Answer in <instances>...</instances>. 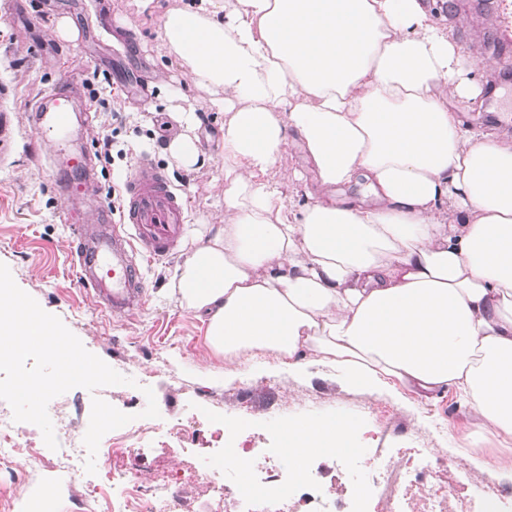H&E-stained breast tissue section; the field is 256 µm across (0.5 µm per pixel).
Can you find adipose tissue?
Wrapping results in <instances>:
<instances>
[{"label": "adipose tissue", "instance_id": "adipose-tissue-1", "mask_svg": "<svg viewBox=\"0 0 512 512\" xmlns=\"http://www.w3.org/2000/svg\"><path fill=\"white\" fill-rule=\"evenodd\" d=\"M160 36L224 114L220 218L171 280L211 352L316 357L370 395L452 387L512 436V141L450 109L481 88L420 0H185ZM292 137L301 202L269 177ZM277 431L299 458L356 423Z\"/></svg>", "mask_w": 512, "mask_h": 512}]
</instances>
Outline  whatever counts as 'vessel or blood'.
Segmentation results:
<instances>
[{
	"instance_id": "obj_1",
	"label": "vessel or blood",
	"mask_w": 512,
	"mask_h": 512,
	"mask_svg": "<svg viewBox=\"0 0 512 512\" xmlns=\"http://www.w3.org/2000/svg\"><path fill=\"white\" fill-rule=\"evenodd\" d=\"M27 112L40 143L65 148L52 162V186L64 214L84 207L91 216L90 223L74 229L78 288L112 314L142 309L147 302L144 262L173 254L184 235L188 216L182 193L145 155L127 179L125 211L114 215L102 197L94 158L78 143L89 116L71 75L61 74Z\"/></svg>"
}]
</instances>
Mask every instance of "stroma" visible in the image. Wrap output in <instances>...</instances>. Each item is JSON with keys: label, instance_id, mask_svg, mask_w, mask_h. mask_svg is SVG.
Returning <instances> with one entry per match:
<instances>
[{"label": "stroma", "instance_id": "obj_1", "mask_svg": "<svg viewBox=\"0 0 512 512\" xmlns=\"http://www.w3.org/2000/svg\"><path fill=\"white\" fill-rule=\"evenodd\" d=\"M431 14L449 19L452 35L472 76L482 87L473 105L453 102L454 111L469 125L504 138H512V123H503L499 112L512 106V76L501 74L496 56L512 52V8L506 0H452L441 7L437 0H421ZM179 0H155L142 8L139 0H109L104 18H96L92 6L83 12L51 9L49 0H26L24 11H12L0 0V113L12 114L16 141L0 155V263L6 264L16 284L48 313L58 316L84 347L133 385L106 386L88 391L74 388L64 393L65 407L49 403L48 413L58 441L85 435L93 398H101L130 414L127 432L150 427L142 415L147 405L144 388H152L159 424L182 425L187 441L169 443L157 450H143L138 461L144 478L154 476L153 460L164 457L178 470L191 512H208V497L198 472V458L210 454L216 467H223L226 453L239 448H274V427L305 418L320 421L339 415L353 418L357 433L353 447L365 456L377 449H395L411 455L427 449L434 463L448 475V489L466 490L473 498L490 489L512 497V480L496 470L475 472L469 449L475 420L456 392L448 389L432 401L408 392L380 391L369 395L342 381L333 364L311 361L301 370L279 366L274 356L257 357V366L247 375L228 378L226 361L215 357L205 341V323L180 307L170 291L177 263L192 248L185 236L171 257L145 266L148 301L128 316H110L98 310L89 294L76 286L70 258L71 226L85 223L82 214L72 223L62 219V204L52 189L47 168L30 160L36 138L25 121L31 102L49 92L60 72L67 71L82 82L85 106L92 119L82 142L97 156V173L103 194L123 197V182L136 159L151 154L172 182L187 194L188 225L208 219L211 203L224 186V146L219 126L224 121L209 93L197 90L172 68L167 48L159 38V18L178 7ZM68 20L75 31L67 39V52L47 54L42 41L57 40L56 24ZM133 29L137 41L130 61H113L102 49L113 32ZM192 106L202 125L196 131L205 158L204 165L186 171L165 152L169 140L183 132L180 108ZM118 110L125 127L114 135L116 149L111 159L101 158L99 142L105 130V112ZM34 453L20 457L13 475L0 473V493L14 492L20 512L40 499L54 503L53 512H80L77 506L83 479L66 481L40 470L39 458L49 452L41 432H34ZM302 466L325 475H340L345 487L372 496L363 466L352 460L336 462L322 453L305 456Z\"/></svg>", "mask_w": 512, "mask_h": 512}]
</instances>
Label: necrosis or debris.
Instances as JSON below:
<instances>
[{
  "instance_id": "1",
  "label": "necrosis or debris",
  "mask_w": 512,
  "mask_h": 512,
  "mask_svg": "<svg viewBox=\"0 0 512 512\" xmlns=\"http://www.w3.org/2000/svg\"><path fill=\"white\" fill-rule=\"evenodd\" d=\"M144 433H123L112 440L108 450L112 469L107 484H87L82 502L96 512L104 491H111L108 512H187L179 492L178 477L161 467L150 483H142L136 470L126 464L134 455ZM31 446L4 402L0 401V468H11ZM252 470L260 489L252 493L232 480L213 483L210 498L217 512H338L337 500L323 478L306 476L295 480L288 448L251 454ZM373 483L381 488L379 512H472L466 494L448 496L443 489L442 471L436 470L426 452L402 461L392 453L380 456L379 466L370 468Z\"/></svg>"
}]
</instances>
